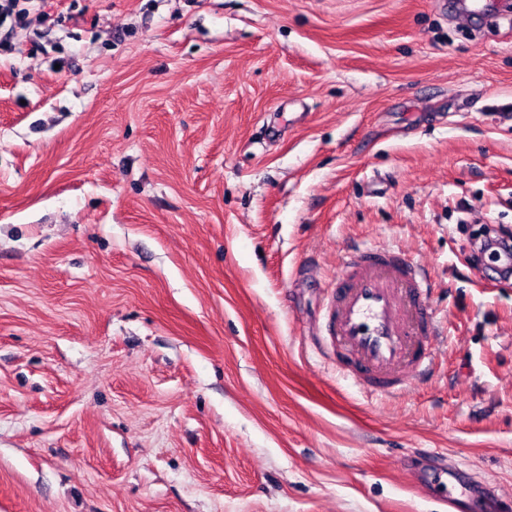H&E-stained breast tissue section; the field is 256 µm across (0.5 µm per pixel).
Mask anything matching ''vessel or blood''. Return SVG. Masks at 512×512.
<instances>
[{
  "instance_id": "vessel-or-blood-1",
  "label": "vessel or blood",
  "mask_w": 512,
  "mask_h": 512,
  "mask_svg": "<svg viewBox=\"0 0 512 512\" xmlns=\"http://www.w3.org/2000/svg\"><path fill=\"white\" fill-rule=\"evenodd\" d=\"M320 347L373 396L401 392L431 372L441 323L420 268L401 251L369 245L348 251L325 304Z\"/></svg>"
}]
</instances>
